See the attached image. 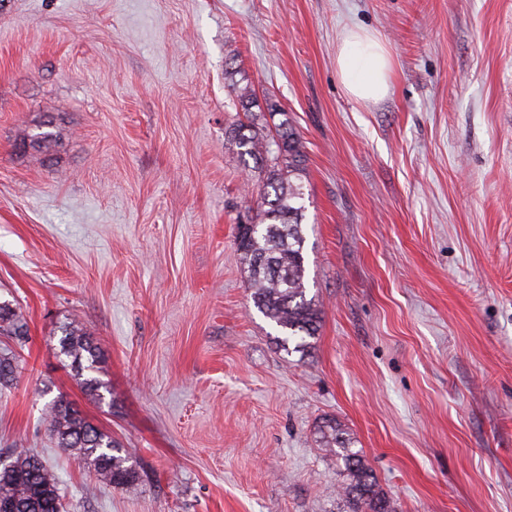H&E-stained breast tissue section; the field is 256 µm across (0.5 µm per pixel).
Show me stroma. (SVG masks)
Returning <instances> with one entry per match:
<instances>
[{
    "instance_id": "obj_1",
    "label": "stroma",
    "mask_w": 512,
    "mask_h": 512,
    "mask_svg": "<svg viewBox=\"0 0 512 512\" xmlns=\"http://www.w3.org/2000/svg\"><path fill=\"white\" fill-rule=\"evenodd\" d=\"M351 28L390 52L378 102L337 73ZM247 117L305 145L301 354L236 250ZM46 122L53 151L16 150ZM0 301L29 323L0 458L43 454L64 512H349L328 419L397 512H512V0H0ZM72 318L98 403L60 352ZM60 395L137 485L56 448ZM59 340L60 352L71 361L74 376L91 399L102 401L104 382L93 374L101 372V348L74 319L65 323Z\"/></svg>"
}]
</instances>
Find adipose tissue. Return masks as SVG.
<instances>
[{
    "label": "adipose tissue",
    "mask_w": 512,
    "mask_h": 512,
    "mask_svg": "<svg viewBox=\"0 0 512 512\" xmlns=\"http://www.w3.org/2000/svg\"><path fill=\"white\" fill-rule=\"evenodd\" d=\"M336 69L350 96L360 101H379L388 91L392 61L383 42L374 34L348 30L336 56Z\"/></svg>",
    "instance_id": "1"
}]
</instances>
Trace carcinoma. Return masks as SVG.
Listing matches in <instances>:
<instances>
[{
	"mask_svg": "<svg viewBox=\"0 0 512 512\" xmlns=\"http://www.w3.org/2000/svg\"><path fill=\"white\" fill-rule=\"evenodd\" d=\"M230 134L238 154L251 158L254 168L267 173L266 189L259 193L251 224L237 226L236 234L253 303L283 333L282 344L298 337L297 348L303 350L309 347L307 339L317 336L322 319L319 302L307 297L305 286L304 193L296 183L304 171L305 146L286 120L273 131L240 122L230 127ZM28 145L48 152L57 146V135L27 134L17 143L20 150ZM0 336L19 346L28 336L21 309L6 301L0 302ZM59 344L86 394L102 400L98 344L75 320L61 327ZM18 361L12 348L0 351L1 386L16 379ZM44 421L57 447L91 467L103 484L132 486L138 480L127 451L64 396L47 405ZM321 434L323 447L342 463L344 483L337 487V495L345 499L350 512H396L361 451L352 448L337 423H326ZM0 512H60L59 479L40 455L22 448L0 468Z\"/></svg>",
	"mask_w": 512,
	"mask_h": 512,
	"instance_id": "carcinoma-1",
	"label": "carcinoma"
}]
</instances>
